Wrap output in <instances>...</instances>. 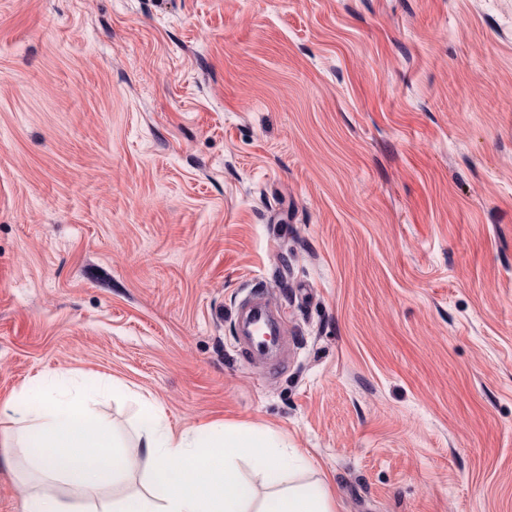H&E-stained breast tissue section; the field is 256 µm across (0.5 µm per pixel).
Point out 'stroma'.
<instances>
[{
    "label": "stroma",
    "mask_w": 512,
    "mask_h": 512,
    "mask_svg": "<svg viewBox=\"0 0 512 512\" xmlns=\"http://www.w3.org/2000/svg\"><path fill=\"white\" fill-rule=\"evenodd\" d=\"M76 386L107 502L148 400L336 512H512V0H0V406ZM250 318V326H252L254 332L268 324L277 330L278 335L281 334L280 323L278 319L273 316L265 301L256 300L251 303L246 320Z\"/></svg>",
    "instance_id": "stroma-1"
}]
</instances>
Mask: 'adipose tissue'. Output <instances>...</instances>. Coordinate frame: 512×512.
Segmentation results:
<instances>
[{"label":"adipose tissue","instance_id":"ef3b65f1","mask_svg":"<svg viewBox=\"0 0 512 512\" xmlns=\"http://www.w3.org/2000/svg\"><path fill=\"white\" fill-rule=\"evenodd\" d=\"M0 417L10 423L0 430V462L28 458L38 473L22 512H65L64 503L47 493L61 482L84 496V512H99V489L121 482L136 466L118 451L111 423L80 396L42 393L7 405ZM138 445L154 462L146 489L119 499L115 512H250L254 488L240 479L236 462L251 459L264 472L273 468L280 450L271 433L223 423L174 433L162 411L150 404ZM257 512H335V506L326 485L312 493L291 486L267 496Z\"/></svg>","mask_w":512,"mask_h":512}]
</instances>
